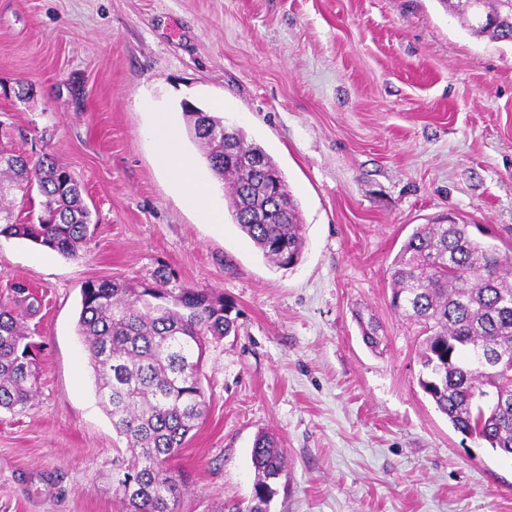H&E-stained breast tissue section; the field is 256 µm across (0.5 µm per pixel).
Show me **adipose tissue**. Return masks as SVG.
I'll return each instance as SVG.
<instances>
[{
    "mask_svg": "<svg viewBox=\"0 0 512 512\" xmlns=\"http://www.w3.org/2000/svg\"><path fill=\"white\" fill-rule=\"evenodd\" d=\"M156 143L155 164L167 173L184 203L208 223L223 225L224 212L210 200L208 176L184 152L181 131L164 113H156L153 125Z\"/></svg>",
    "mask_w": 512,
    "mask_h": 512,
    "instance_id": "1",
    "label": "adipose tissue"
}]
</instances>
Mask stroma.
<instances>
[{
  "label": "stroma",
  "mask_w": 512,
  "mask_h": 512,
  "mask_svg": "<svg viewBox=\"0 0 512 512\" xmlns=\"http://www.w3.org/2000/svg\"><path fill=\"white\" fill-rule=\"evenodd\" d=\"M1 84L9 144L68 165L97 229L75 259L0 237V299L32 287L42 345L34 406L0 412V512H122L80 291L163 266L172 287L223 294L239 325L205 356L180 512L246 505L264 431L288 462L270 512H512V458L436 409L419 328L389 305L418 225L478 224L512 253L511 43L473 37L438 0H0ZM144 99L182 127L186 101L223 115L273 159L304 224L298 265L181 201Z\"/></svg>",
  "instance_id": "35a3bbf8"
}]
</instances>
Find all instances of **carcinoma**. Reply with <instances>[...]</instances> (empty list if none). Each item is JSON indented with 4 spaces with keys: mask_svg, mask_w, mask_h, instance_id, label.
<instances>
[{
    "mask_svg": "<svg viewBox=\"0 0 512 512\" xmlns=\"http://www.w3.org/2000/svg\"><path fill=\"white\" fill-rule=\"evenodd\" d=\"M476 38L512 43V0H464ZM488 23L480 25L476 15ZM189 132L208 169L229 185L240 230L271 263L296 266L303 224L282 172L241 131L226 142L224 118L184 104ZM41 195L36 218L21 223L12 197ZM82 186L49 153L36 158L0 140V236L27 240L75 258L94 233ZM390 305L424 335L418 384L466 438L512 455V257L500 256L468 224L439 222L413 230L395 257ZM157 272L149 285L97 279L81 289L77 334L93 370L96 394L125 448L112 461V488L125 512H178L182 474L170 466L207 411V349L238 331L224 295L170 288ZM33 296L19 287L0 302V411L23 412L36 396L39 344L26 319ZM362 339L381 342L379 325L359 319ZM254 493L228 512H268L287 476L280 440L264 432L252 448Z\"/></svg>",
    "mask_w": 512,
    "mask_h": 512,
    "instance_id": "obj_1",
    "label": "carcinoma"
}]
</instances>
